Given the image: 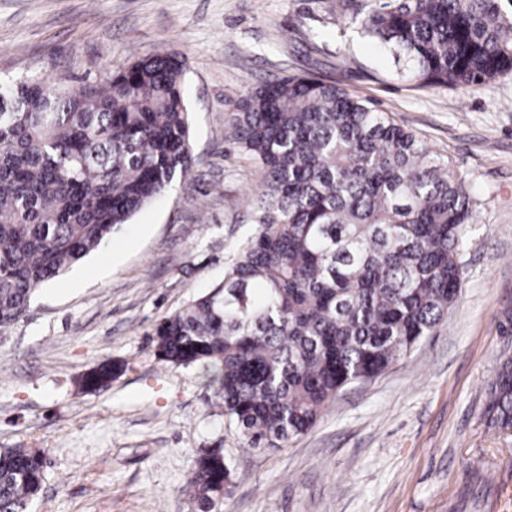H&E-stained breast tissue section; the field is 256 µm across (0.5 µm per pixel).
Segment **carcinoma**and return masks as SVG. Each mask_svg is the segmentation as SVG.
Wrapping results in <instances>:
<instances>
[{
	"instance_id": "carcinoma-1",
	"label": "carcinoma",
	"mask_w": 512,
	"mask_h": 512,
	"mask_svg": "<svg viewBox=\"0 0 512 512\" xmlns=\"http://www.w3.org/2000/svg\"><path fill=\"white\" fill-rule=\"evenodd\" d=\"M361 26L420 86L482 89L512 74V22L496 0H377ZM187 70L184 55L150 54L77 89L0 82V325L190 172ZM226 125L262 174L250 201L260 229L222 283L160 322L155 351L212 367L216 404L248 447L278 448L441 324L474 210L451 160L336 80L266 82ZM115 370L98 366L82 388ZM485 416L512 432V358ZM229 479L223 457H197L188 488L201 512L217 510ZM42 482L35 451L0 449V512H27Z\"/></svg>"
}]
</instances>
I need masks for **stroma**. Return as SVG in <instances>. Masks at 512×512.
<instances>
[{
	"label": "stroma",
	"mask_w": 512,
	"mask_h": 512,
	"mask_svg": "<svg viewBox=\"0 0 512 512\" xmlns=\"http://www.w3.org/2000/svg\"><path fill=\"white\" fill-rule=\"evenodd\" d=\"M374 0H0V79L91 83L186 55L195 164L0 326V448L41 454L29 512H199L197 456L230 470L220 512H512V434L484 415L512 357V75L420 87L360 21ZM331 78L406 124L471 186L464 283L411 356L350 386L314 428L249 448L198 366L154 355L155 327L220 283L258 226L257 167L224 138L239 99L286 74ZM108 386L81 391L104 362Z\"/></svg>",
	"instance_id": "35a3bbf8"
}]
</instances>
